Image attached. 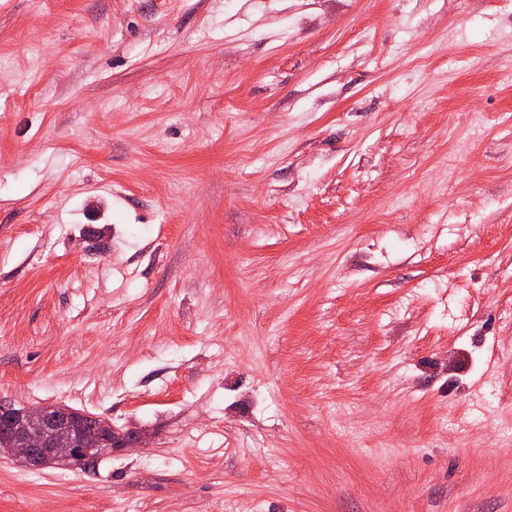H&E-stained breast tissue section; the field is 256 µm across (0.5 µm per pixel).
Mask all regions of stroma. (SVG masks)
<instances>
[{
	"instance_id": "stroma-1",
	"label": "stroma",
	"mask_w": 512,
	"mask_h": 512,
	"mask_svg": "<svg viewBox=\"0 0 512 512\" xmlns=\"http://www.w3.org/2000/svg\"><path fill=\"white\" fill-rule=\"evenodd\" d=\"M0 512H512V0H0ZM50 406L15 410L13 404L1 402L0 411L11 415L13 427L22 434V438L16 444L14 438L2 439L0 455L7 454L28 468H42L55 460L68 461L72 466L81 468L100 455L123 449L112 448L109 441H105L106 448H83L80 436L71 428L52 424ZM39 425L44 431L35 433L31 430V427ZM65 407L76 414L74 416V421L84 431V434L86 435L88 442L97 441L98 436H102L103 438L112 440V436L119 433L118 430L112 427V422L110 421L111 430L103 431L102 433L99 434L97 427L102 422V420L100 419L102 417L101 415L86 412L84 410H78L69 406ZM80 415H88V418H83Z\"/></svg>"
}]
</instances>
